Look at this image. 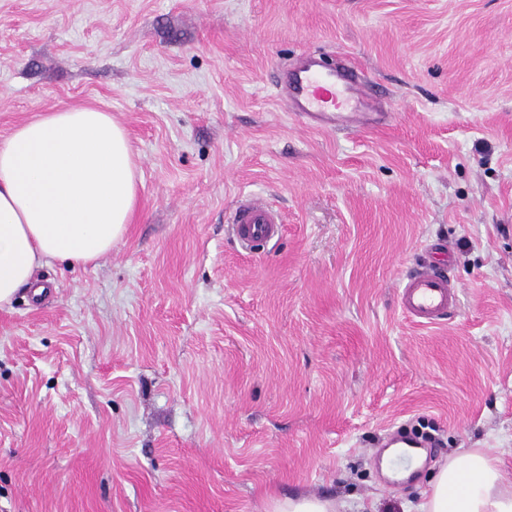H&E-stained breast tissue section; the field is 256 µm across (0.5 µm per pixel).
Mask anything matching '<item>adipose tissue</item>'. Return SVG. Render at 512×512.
<instances>
[{
  "instance_id": "adipose-tissue-1",
  "label": "adipose tissue",
  "mask_w": 512,
  "mask_h": 512,
  "mask_svg": "<svg viewBox=\"0 0 512 512\" xmlns=\"http://www.w3.org/2000/svg\"><path fill=\"white\" fill-rule=\"evenodd\" d=\"M136 166L111 113L63 107L18 125L0 142V308L55 260L89 265L132 221ZM498 451L477 448L441 465L418 512H512Z\"/></svg>"
}]
</instances>
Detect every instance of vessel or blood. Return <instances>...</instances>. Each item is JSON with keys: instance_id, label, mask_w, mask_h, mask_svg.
<instances>
[{"instance_id": "1", "label": "vessel or blood", "mask_w": 512, "mask_h": 512, "mask_svg": "<svg viewBox=\"0 0 512 512\" xmlns=\"http://www.w3.org/2000/svg\"><path fill=\"white\" fill-rule=\"evenodd\" d=\"M282 90L291 112L310 124L350 129L370 121L363 106L372 93L348 66L324 70L312 57H305L299 68L289 72ZM232 222L237 240L247 247L272 241L282 231L280 215L254 198L238 201ZM398 304L412 322L431 326L456 310L458 291L446 275L428 264L402 281Z\"/></svg>"}]
</instances>
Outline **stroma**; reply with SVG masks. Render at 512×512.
Listing matches in <instances>:
<instances>
[{
  "mask_svg": "<svg viewBox=\"0 0 512 512\" xmlns=\"http://www.w3.org/2000/svg\"><path fill=\"white\" fill-rule=\"evenodd\" d=\"M308 50L388 120L291 114ZM87 104L128 133L136 214L0 309V512H408L472 448L512 486V0H0V141ZM245 197L283 217L257 252ZM438 239L459 307L419 327L398 288ZM421 420L436 447L391 478L377 444ZM345 502L316 495H295L275 500L270 512H343Z\"/></svg>",
  "mask_w": 512,
  "mask_h": 512,
  "instance_id": "stroma-1",
  "label": "stroma"
}]
</instances>
